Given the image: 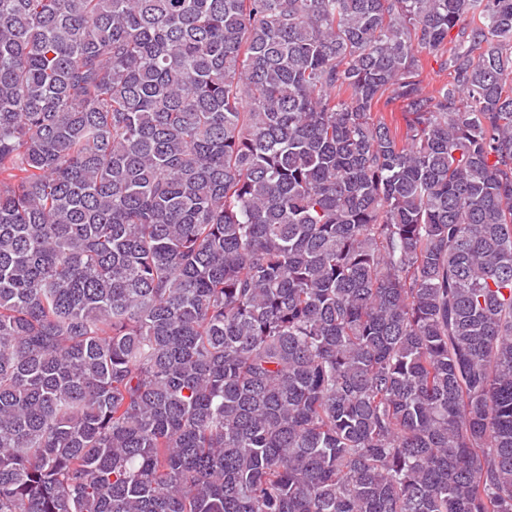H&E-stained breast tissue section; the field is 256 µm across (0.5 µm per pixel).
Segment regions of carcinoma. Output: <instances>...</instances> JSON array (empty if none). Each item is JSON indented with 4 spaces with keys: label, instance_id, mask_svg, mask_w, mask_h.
Instances as JSON below:
<instances>
[{
    "label": "carcinoma",
    "instance_id": "cac0c4a2",
    "mask_svg": "<svg viewBox=\"0 0 512 512\" xmlns=\"http://www.w3.org/2000/svg\"><path fill=\"white\" fill-rule=\"evenodd\" d=\"M0 512H512V0H0Z\"/></svg>",
    "mask_w": 512,
    "mask_h": 512
}]
</instances>
